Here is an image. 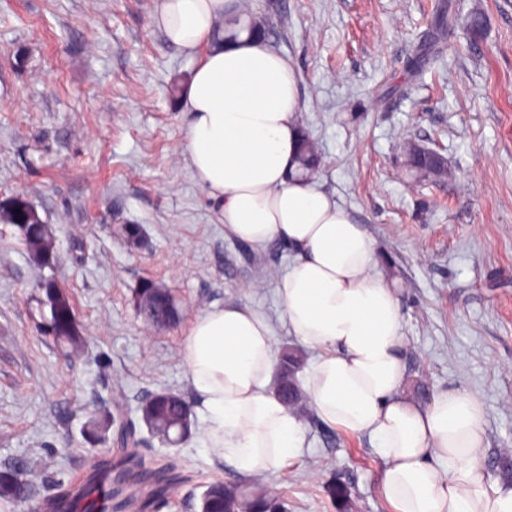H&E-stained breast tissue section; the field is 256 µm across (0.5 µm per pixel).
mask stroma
I'll return each instance as SVG.
<instances>
[{
	"label": "stroma",
	"instance_id": "stroma-1",
	"mask_svg": "<svg viewBox=\"0 0 512 512\" xmlns=\"http://www.w3.org/2000/svg\"><path fill=\"white\" fill-rule=\"evenodd\" d=\"M155 5L0 0V203L28 199L59 255L34 265L16 227L0 223V472L32 482L0 512H46L60 485L113 451L85 441L88 413L131 414L164 388L185 396L199 432L170 446L133 423L142 466L183 477L160 512H200L212 482L243 483L207 447L208 412L188 373L185 339L207 310L250 305L278 349L299 348L307 366L316 357L290 336L277 294L292 250L225 235L187 167L188 116L170 86L196 60L151 24ZM257 10L296 68L300 122L322 158L317 185L375 240L373 274L398 292L410 393L478 395L484 479L511 485L512 0H258ZM409 140L444 156L446 179L414 181ZM128 224L139 246L123 236ZM49 275L73 299L79 356L32 312ZM145 279L172 289L179 322L138 317L132 290ZM302 427V454L256 477L288 512H392L367 436L313 413Z\"/></svg>",
	"mask_w": 512,
	"mask_h": 512
}]
</instances>
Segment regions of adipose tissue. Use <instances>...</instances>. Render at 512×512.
<instances>
[{
	"mask_svg": "<svg viewBox=\"0 0 512 512\" xmlns=\"http://www.w3.org/2000/svg\"><path fill=\"white\" fill-rule=\"evenodd\" d=\"M255 13V0H157L152 20L200 57L181 99L190 117L182 147L225 233L294 251L277 293L290 335L317 352L302 391L323 423L369 437L392 512H512V485L483 479V403L461 388L424 402L408 394L400 299L372 274L375 241L333 195L296 177L295 68L268 40L216 39L223 20ZM185 352L210 414L208 448L244 476L299 455L302 424L269 389L277 349L264 314L241 304L201 314Z\"/></svg>",
	"mask_w": 512,
	"mask_h": 512,
	"instance_id": "adipose-tissue-1",
	"label": "adipose tissue"
}]
</instances>
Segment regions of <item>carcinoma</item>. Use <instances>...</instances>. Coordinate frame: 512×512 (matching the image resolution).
Returning a JSON list of instances; mask_svg holds the SVG:
<instances>
[{
	"label": "carcinoma",
	"mask_w": 512,
	"mask_h": 512,
	"mask_svg": "<svg viewBox=\"0 0 512 512\" xmlns=\"http://www.w3.org/2000/svg\"><path fill=\"white\" fill-rule=\"evenodd\" d=\"M299 175L308 177L319 167L320 157L313 141L303 139L299 150ZM0 221L5 224H26L23 244L29 259L39 267L50 268L57 259V246L49 226L40 214L17 210L7 203L0 206ZM44 298L37 300L40 317H49V324L56 342L69 354L81 353L85 348V336L74 319L69 294L59 288L57 282L46 277L42 280ZM133 303L144 322L152 325L169 324L179 320L180 311L167 288H157L147 293L139 288L133 291ZM141 420L162 441L176 438L182 432H191L193 420L188 416L184 398L172 390L153 393L139 406ZM87 433L102 443L108 441V433L114 430L121 439L132 438L123 411L112 414L98 411L85 423ZM177 482L175 476H165L145 484L129 476L124 464L109 462L96 466L80 483L70 485L48 503L52 512H110L120 509H149L169 498ZM26 484L11 472L0 473V499L18 500L24 494ZM205 512H283V504L264 491L240 496L234 487L221 482L211 484L202 500Z\"/></svg>",
	"instance_id": "1"
}]
</instances>
